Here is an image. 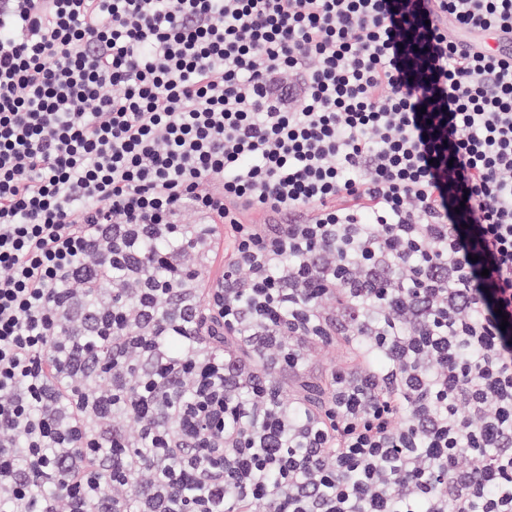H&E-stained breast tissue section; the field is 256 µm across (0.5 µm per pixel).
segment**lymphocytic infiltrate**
<instances>
[{
    "label": "lymphocytic infiltrate",
    "mask_w": 512,
    "mask_h": 512,
    "mask_svg": "<svg viewBox=\"0 0 512 512\" xmlns=\"http://www.w3.org/2000/svg\"><path fill=\"white\" fill-rule=\"evenodd\" d=\"M464 33L511 34L512 0H0L5 512H118L132 493L167 512L185 483L209 494L188 512H224L228 489L266 512H512L490 459L512 448V57ZM199 225L208 248L142 251ZM219 254L218 279L170 291L181 331L159 326L140 263L188 280ZM109 282L126 314L98 302ZM62 319L79 333L58 356ZM230 323L274 375L234 408V348L211 379L168 348L207 363ZM351 325L378 361L336 372L324 424L291 397L296 358ZM109 351L122 364L93 405L80 391ZM146 361L189 398L173 427L138 401L175 468L130 479L114 405Z\"/></svg>",
    "instance_id": "1"
}]
</instances>
